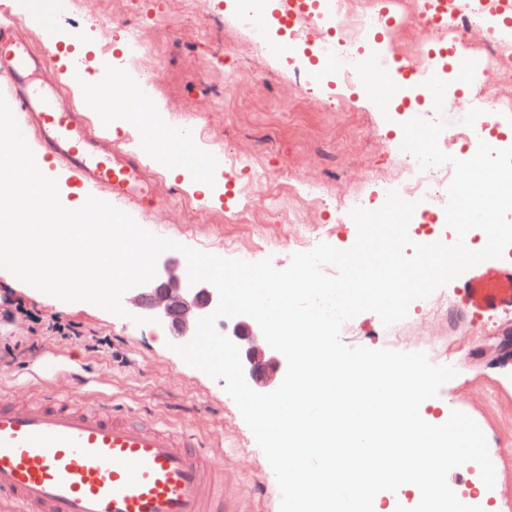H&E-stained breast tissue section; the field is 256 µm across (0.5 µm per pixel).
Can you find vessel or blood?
Listing matches in <instances>:
<instances>
[{
	"label": "vessel or blood",
	"mask_w": 512,
	"mask_h": 512,
	"mask_svg": "<svg viewBox=\"0 0 512 512\" xmlns=\"http://www.w3.org/2000/svg\"><path fill=\"white\" fill-rule=\"evenodd\" d=\"M54 53L29 54L21 40L0 39V76L18 125L57 161L51 178L69 173L91 195L115 207L149 210L153 196L139 167L116 152L108 136L81 112H61L33 88L32 71L55 66ZM117 72L90 91L97 110L131 94ZM157 143L186 153L184 128L158 129ZM205 443L194 433L158 418L94 407L42 389L26 403H0V505L6 512H237L207 466Z\"/></svg>",
	"instance_id": "obj_1"
}]
</instances>
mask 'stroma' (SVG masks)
Wrapping results in <instances>:
<instances>
[{"mask_svg":"<svg viewBox=\"0 0 512 512\" xmlns=\"http://www.w3.org/2000/svg\"><path fill=\"white\" fill-rule=\"evenodd\" d=\"M38 0H0L38 55L48 48L41 39L44 26L57 34L62 62L84 63L83 80L90 86L103 76L101 68L85 64L96 59L122 58L121 72L131 83L149 82L152 121L163 126L197 129L192 148L201 158L220 160L233 153L265 160L263 175L291 179L294 187L319 184L330 192L327 206L303 211L315 232L309 247L327 243L344 249L350 237L334 229L340 198L369 193L373 174L398 169L393 146L401 125L412 118L442 119L449 129L465 126L471 105L453 100L426 104L408 112L381 109L390 97L389 79L371 89L361 85L312 83L310 40H301L294 66L282 65L268 48L255 46L234 31L214 0H84L79 9L68 4L38 10ZM139 29L157 51L149 63L125 62L128 29ZM80 41H72L73 31ZM112 143L136 160L157 183L158 205L140 224L147 230L172 227L177 243L220 255L224 252L225 210L242 206L237 191L245 176L223 166L211 168L208 193L196 189L194 168L177 177L144 150L139 128L123 114L104 122ZM512 276V263L488 259L449 282L452 310L439 316L414 314L389 341L376 313L367 311L346 322L340 332L350 348L425 352L437 362V347L448 348L456 371L437 397L425 400L420 412L444 423L455 405H465L483 428L488 452L497 462V505L512 501V437H504V416L512 412V364L504 358L473 359L478 348L493 344L512 329V304L491 282ZM25 313H17V305ZM56 315L79 324L91 334L107 337L99 352H88L76 341L40 338L35 350H23L0 369V401L23 398L41 384L35 372L40 361L54 364L48 384L56 393L75 395L72 368H80L91 384L88 398L110 397L113 404L142 416L159 417L204 436L212 445V468L224 477V487L241 512H280L281 494L275 474L245 423L236 403L225 392L224 380L210 378L186 364L168 348L163 329L136 325L86 302L66 303L46 295L0 269V354L6 347L28 342L31 315Z\"/></svg>","mask_w":512,"mask_h":512,"instance_id":"obj_1","label":"stroma"}]
</instances>
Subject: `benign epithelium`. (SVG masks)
Wrapping results in <instances>:
<instances>
[{
	"label": "benign epithelium",
	"instance_id": "7a95c632",
	"mask_svg": "<svg viewBox=\"0 0 512 512\" xmlns=\"http://www.w3.org/2000/svg\"><path fill=\"white\" fill-rule=\"evenodd\" d=\"M155 278L124 293L122 302L137 316L155 318L168 327L178 344L190 341L200 318L217 307L219 295L208 282L190 284L184 262L170 254L157 262ZM240 349L245 379L257 392L269 393L281 384L287 369L285 357L270 347L258 323L240 315L226 322L218 320Z\"/></svg>",
	"mask_w": 512,
	"mask_h": 512
}]
</instances>
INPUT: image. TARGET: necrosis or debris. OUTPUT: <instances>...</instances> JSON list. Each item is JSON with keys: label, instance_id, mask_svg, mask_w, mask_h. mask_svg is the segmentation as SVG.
Masks as SVG:
<instances>
[{"label": "necrosis or debris", "instance_id": "1", "mask_svg": "<svg viewBox=\"0 0 512 512\" xmlns=\"http://www.w3.org/2000/svg\"><path fill=\"white\" fill-rule=\"evenodd\" d=\"M447 2V24L432 25L427 21L430 0H330L325 12L336 32L335 38L325 36L318 17L311 13L296 19L290 36L294 39L304 33L314 36L318 54L330 57L340 82L344 84L350 83L364 70L388 73L392 59L398 57L418 76L414 82L394 79L393 91L403 100H411L415 95L428 99L447 97L457 86H469L476 106L470 125L449 135L453 141H469L479 131L487 129V117L512 112V96L493 91L466 74H452L439 84H429L428 76L435 66V56L431 51L413 46L409 28L418 26L430 40H446L457 50L477 54L482 58L486 72L496 75L499 83L504 85L512 84V30L497 27L494 17L484 9L482 0ZM385 21L393 26L389 43L369 52L361 51L360 46L370 32ZM398 158L400 171L378 182L375 197L359 195L352 199L350 205L340 206L342 218H349L351 210L356 207L368 210L381 208L389 192L395 191L403 199L417 204L409 223L413 242L454 243L456 233L447 224L428 226L424 223L431 210H444L448 202V187L454 177L453 165L446 163L423 169L412 154L403 150L399 151Z\"/></svg>", "mask_w": 512, "mask_h": 512}]
</instances>
